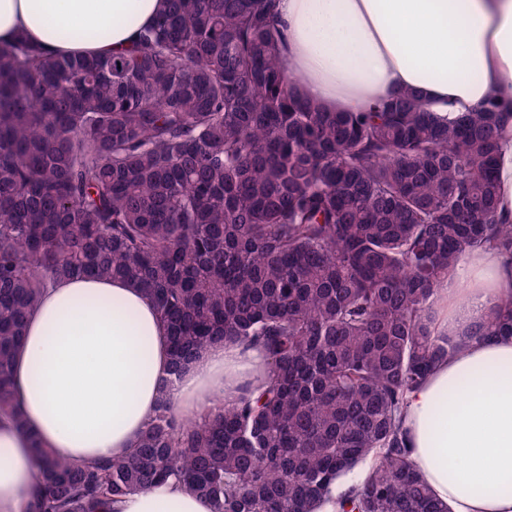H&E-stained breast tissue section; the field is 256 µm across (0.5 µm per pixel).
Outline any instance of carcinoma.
Returning <instances> with one entry per match:
<instances>
[{"mask_svg": "<svg viewBox=\"0 0 512 512\" xmlns=\"http://www.w3.org/2000/svg\"><path fill=\"white\" fill-rule=\"evenodd\" d=\"M276 0H167L105 57L0 44V418L22 426L13 352L42 289H142L173 371L219 338L269 371L232 407L187 418L163 386L126 456L58 461L34 442L30 512H101L174 482L213 512H448L410 460L407 394L452 342L429 329L448 268L491 246L495 157L512 102L453 122L402 91L330 112L288 69ZM485 336H512V304Z\"/></svg>", "mask_w": 512, "mask_h": 512, "instance_id": "obj_1", "label": "carcinoma"}]
</instances>
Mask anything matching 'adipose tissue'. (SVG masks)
I'll return each instance as SVG.
<instances>
[{
	"instance_id": "obj_1",
	"label": "adipose tissue",
	"mask_w": 512,
	"mask_h": 512,
	"mask_svg": "<svg viewBox=\"0 0 512 512\" xmlns=\"http://www.w3.org/2000/svg\"><path fill=\"white\" fill-rule=\"evenodd\" d=\"M283 54L307 96L332 112H367L395 91L455 119L512 94V0H277ZM163 0H0V42L24 33L52 54L129 49ZM497 216L512 220V118L498 137ZM512 301V258L492 247L462 257L437 295L435 333L458 347L407 397L411 460L449 512H512V336L464 335ZM268 373L264 355L231 340L173 376L167 330L141 289L70 278L45 289L14 352L11 391L22 425L0 423V512H26L33 443L55 459L120 458L138 443L175 379L172 408L202 415L237 403ZM117 512H212L164 484Z\"/></svg>"
}]
</instances>
